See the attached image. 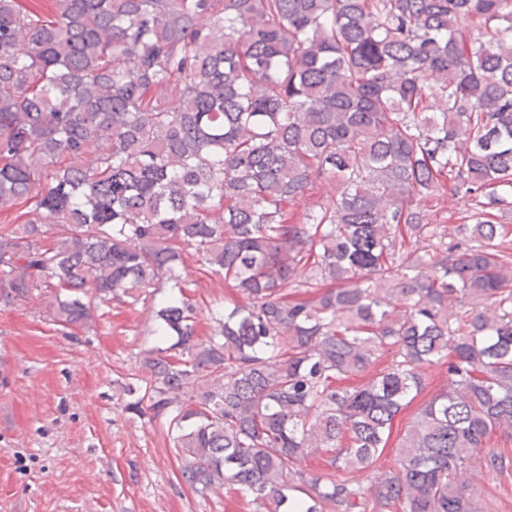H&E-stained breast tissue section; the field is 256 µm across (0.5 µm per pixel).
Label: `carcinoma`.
Returning <instances> with one entry per match:
<instances>
[{
	"mask_svg": "<svg viewBox=\"0 0 512 512\" xmlns=\"http://www.w3.org/2000/svg\"><path fill=\"white\" fill-rule=\"evenodd\" d=\"M446 193L477 205L453 236L416 205ZM511 208L512 0H0V300L65 329L147 309L164 346L124 409L199 493L477 512V455L512 467L486 449L512 432ZM186 254L234 291L206 341ZM428 377L426 381L425 391L414 401V403L403 412L395 421L393 432L391 435L390 446L387 448L381 458L373 465L370 471L359 472L356 474V479L360 485L367 486L372 472H383L389 469H393L397 466V456L395 455V446L398 442V435L400 430H404L408 425V422L416 415V412L423 405V403L429 400L436 392L446 384L448 378L447 366L434 365L428 368Z\"/></svg>",
	"mask_w": 512,
	"mask_h": 512,
	"instance_id": "cac0c4a2",
	"label": "carcinoma"
}]
</instances>
